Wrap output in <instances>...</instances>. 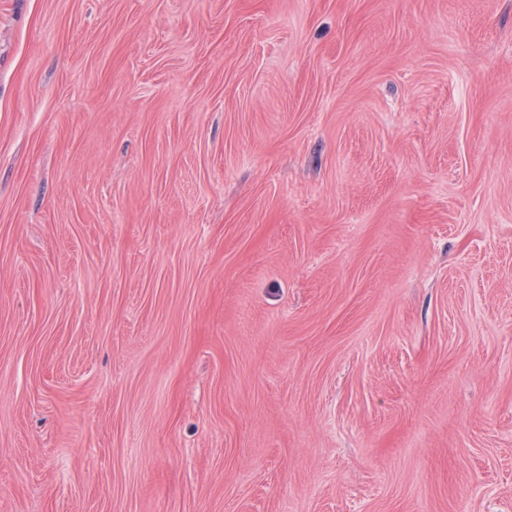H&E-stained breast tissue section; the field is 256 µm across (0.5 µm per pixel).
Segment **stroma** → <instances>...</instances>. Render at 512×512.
Masks as SVG:
<instances>
[{
	"instance_id": "obj_1",
	"label": "stroma",
	"mask_w": 512,
	"mask_h": 512,
	"mask_svg": "<svg viewBox=\"0 0 512 512\" xmlns=\"http://www.w3.org/2000/svg\"><path fill=\"white\" fill-rule=\"evenodd\" d=\"M0 512H512V0H0Z\"/></svg>"
}]
</instances>
